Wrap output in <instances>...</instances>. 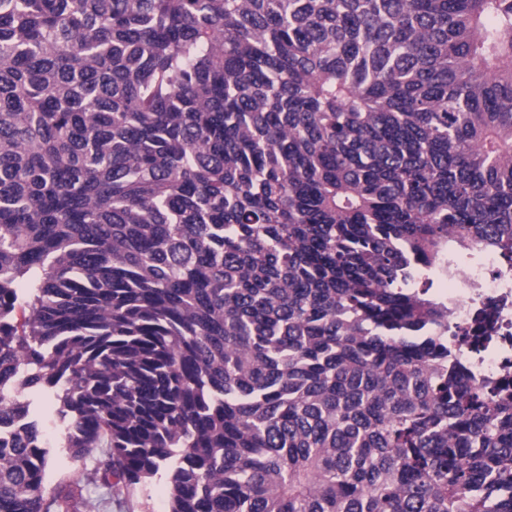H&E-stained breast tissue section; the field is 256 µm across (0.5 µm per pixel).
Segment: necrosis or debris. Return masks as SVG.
<instances>
[{"mask_svg":"<svg viewBox=\"0 0 512 512\" xmlns=\"http://www.w3.org/2000/svg\"><path fill=\"white\" fill-rule=\"evenodd\" d=\"M437 293L448 306L449 333L471 332L480 310L491 313L492 342L477 351L465 349L463 357L478 377L512 379V260L489 254L456 265L440 279Z\"/></svg>","mask_w":512,"mask_h":512,"instance_id":"necrosis-or-debris-1","label":"necrosis or debris"}]
</instances>
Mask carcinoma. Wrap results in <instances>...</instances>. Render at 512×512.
<instances>
[{"mask_svg":"<svg viewBox=\"0 0 512 512\" xmlns=\"http://www.w3.org/2000/svg\"><path fill=\"white\" fill-rule=\"evenodd\" d=\"M490 252L512 0H0V512H512ZM439 286L437 293L448 305L449 340L455 341L454 333L472 334L480 310L494 316L493 341L480 351L469 347L463 351L474 375L495 381L512 379V260H495L489 254L458 264L440 279ZM81 471V466L75 465L67 455L60 454L49 461L47 467L48 483L52 485L61 474L70 475L72 478L80 477ZM163 478L134 490H112V512H166L168 493Z\"/></svg>","mask_w":512,"mask_h":512,"instance_id":"cac0c4a2","label":"carcinoma"}]
</instances>
